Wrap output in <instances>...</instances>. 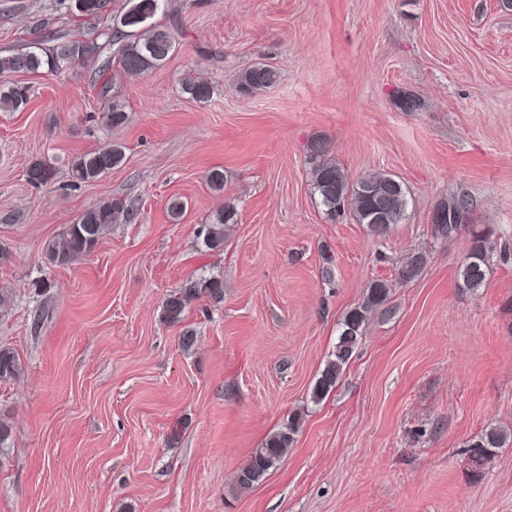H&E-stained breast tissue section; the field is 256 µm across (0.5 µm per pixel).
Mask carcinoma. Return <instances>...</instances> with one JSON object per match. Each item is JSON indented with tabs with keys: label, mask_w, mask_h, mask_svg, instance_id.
<instances>
[{
	"label": "carcinoma",
	"mask_w": 512,
	"mask_h": 512,
	"mask_svg": "<svg viewBox=\"0 0 512 512\" xmlns=\"http://www.w3.org/2000/svg\"><path fill=\"white\" fill-rule=\"evenodd\" d=\"M60 4L77 17L92 24L86 38L65 39L52 37L39 41L28 49L0 55V74H35L44 69L63 71L74 65L92 67V73L101 77L117 61V73L126 77L140 76L164 66L173 55L175 37L166 26L152 19L168 9L167 0H127L125 11L113 18V24L99 26L104 18L109 0H59ZM278 81V73L269 66L258 63L238 77V88L244 94L267 89ZM182 91L192 100L206 103L213 95V86L188 74L182 80ZM28 102L27 90L21 86L0 89V111L16 112ZM107 119L119 126L127 121L126 106L112 98ZM125 158L123 146L109 144L77 157L71 163V174L80 183L94 182L119 166ZM308 163L312 188L324 214L332 222L346 215L357 224L368 227L371 235L384 237L392 225L398 224L408 207V191L393 174L374 172L353 178L331 157L329 146L320 140L308 145ZM53 177V169L44 162H35L28 169V180L45 183ZM461 197L454 195L441 203L433 215L434 234L449 238L458 231L456 224ZM129 208L118 200H103L88 206L73 224L66 225L57 235L43 244L45 258L54 265H68L93 252L103 230L120 220ZM235 212L227 206L215 214L212 223L203 225L204 243L211 250L224 246V225L234 223ZM493 246L482 235L472 237L469 253L461 265L458 278L460 286L476 289L486 279L490 253ZM427 264V255L417 251L406 258L398 270V279L409 282L417 278ZM206 293L219 300L224 294L223 282L218 279L193 280L180 292L169 295L162 304L161 319L168 324L183 320L190 300ZM391 295V284L386 280L372 282L363 301L345 313L339 323V336L335 350L312 390V397L319 401L336 386L343 369L355 353L366 326L375 314L387 311L385 305ZM23 371L18 355L10 348L0 347V381L13 380ZM302 417L291 415L278 430L269 434L239 469L236 486L249 490L262 481L286 455L298 433ZM512 436L505 431L491 428L472 440L470 458L478 469L502 448Z\"/></svg>",
	"instance_id": "cac0c4a2"
}]
</instances>
